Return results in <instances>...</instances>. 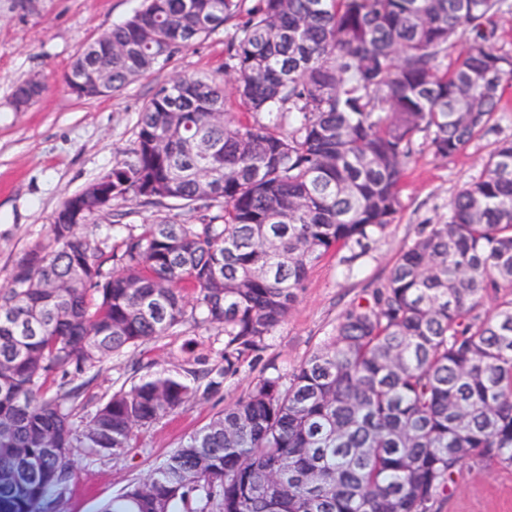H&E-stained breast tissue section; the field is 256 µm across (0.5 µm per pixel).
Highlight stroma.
Here are the masks:
<instances>
[{
  "instance_id": "1",
  "label": "stroma",
  "mask_w": 512,
  "mask_h": 512,
  "mask_svg": "<svg viewBox=\"0 0 512 512\" xmlns=\"http://www.w3.org/2000/svg\"><path fill=\"white\" fill-rule=\"evenodd\" d=\"M140 0H0V288L8 287L14 263L50 240L55 210L74 193L111 170L133 148L143 103L179 74H211L224 62V44L233 25L182 51L166 68L153 71L120 93L80 99L63 75L83 45L122 22ZM30 78L47 82L43 98L15 111V86ZM493 129L461 152L438 159L416 150L406 169L401 208L385 233L364 254L330 253L315 262L285 322L269 338L259 358L223 383L220 392L198 395L147 429H136L133 446L120 459L77 454L76 468L47 512H98L101 505L133 481L145 478L180 441L203 427L245 393L261 375H289L330 336L347 304L364 288L383 279L401 248L421 225L446 216L457 192L478 176L496 141L512 138V88L506 89ZM169 216L195 223L188 208L138 207L124 203L80 225L93 241L118 242L128 226ZM224 337L214 328L183 326L136 352L104 361L86 371L88 385L74 409V420L87 422L114 390L164 370L181 373L187 363L204 369L224 365ZM434 512H512V468L483 463L464 469L448 497Z\"/></svg>"
}]
</instances>
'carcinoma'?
<instances>
[{
	"label": "carcinoma",
	"mask_w": 512,
	"mask_h": 512,
	"mask_svg": "<svg viewBox=\"0 0 512 512\" xmlns=\"http://www.w3.org/2000/svg\"><path fill=\"white\" fill-rule=\"evenodd\" d=\"M505 2L142 0L112 49L83 47L65 85L99 67L114 94L236 20L222 73L158 87L112 166V200L199 222L144 224L109 259L62 206L0 289V512H43L76 450L121 456L193 382L219 392L315 261L393 223L416 146L446 159L492 128ZM228 73L245 121L224 110ZM184 324L224 332L217 376L160 372L75 423L73 379ZM469 462L512 467V139L290 375L259 377L101 512H432Z\"/></svg>",
	"instance_id": "obj_1"
}]
</instances>
